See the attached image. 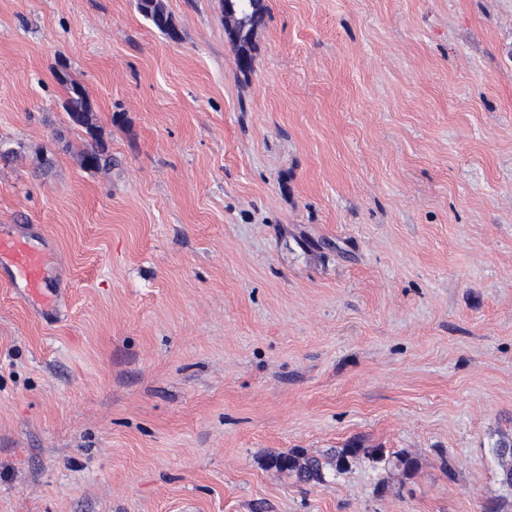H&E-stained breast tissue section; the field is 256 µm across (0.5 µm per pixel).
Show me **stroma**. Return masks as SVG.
<instances>
[{
  "label": "stroma",
  "instance_id": "1",
  "mask_svg": "<svg viewBox=\"0 0 512 512\" xmlns=\"http://www.w3.org/2000/svg\"><path fill=\"white\" fill-rule=\"evenodd\" d=\"M164 3L0 0V512H512V0ZM137 9L151 27L172 41L180 39L171 14L162 0H137ZM258 2L257 0H228L226 6V14L229 19L227 28L228 39L231 43V37L241 28H245L239 32L238 39L240 46L237 49L238 61L242 70H247L242 67L240 59L242 56H251L248 53V48L251 43L253 28L247 27L257 16ZM232 44V43H231ZM252 59V58H251ZM64 110L71 126L85 129L90 134L92 142L88 143L79 153V162L84 169L100 171L112 165V154L105 143L95 137L96 126L93 122V109L86 91L77 84H71L69 96L64 104ZM4 257L19 272L28 290H41L45 276L43 258L15 236L9 226L0 225V262ZM492 453L502 462L501 484L512 489V466L511 463L509 464L511 459L509 456L506 457V455H511L512 458V441L509 439L498 441L492 448ZM363 453L368 459L373 462L380 463L385 460V463H393L395 467H402L404 470H409L413 461L405 455H395L391 459L388 457L384 459V453L381 448H341L336 451V470L341 471L345 469L349 462V457H355L359 453ZM267 462L279 472L294 475L300 484H315L325 481L321 460L304 452L291 451L273 454Z\"/></svg>",
  "mask_w": 512,
  "mask_h": 512
}]
</instances>
